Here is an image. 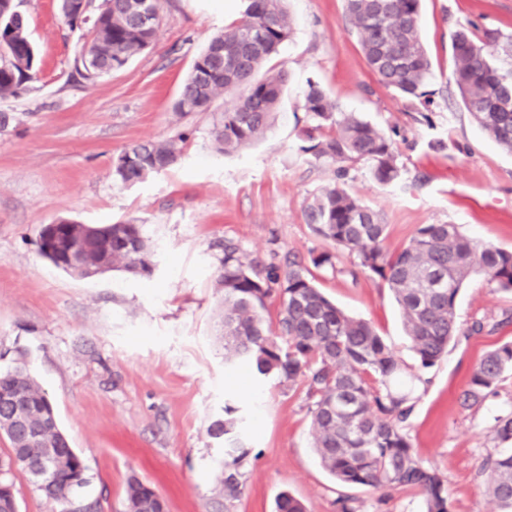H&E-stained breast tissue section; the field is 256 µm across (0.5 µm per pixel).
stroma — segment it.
Here are the masks:
<instances>
[{"label":"stroma","mask_w":512,"mask_h":512,"mask_svg":"<svg viewBox=\"0 0 512 512\" xmlns=\"http://www.w3.org/2000/svg\"><path fill=\"white\" fill-rule=\"evenodd\" d=\"M40 55L27 95L0 100V370L28 362L52 400L60 427L87 469L79 493L96 512H125L130 478L152 483L167 512H274L281 492L307 512H336L343 487L312 448L303 385L224 363L219 283L225 241L259 267L334 253L316 284L350 315L368 320L410 370L418 361L399 309L371 273L315 235L303 211L335 179L306 153L303 93L320 84L340 111L382 129L397 147L399 181L377 183L352 164L347 190L380 211L386 251L408 244L424 224H456L475 240L512 249V153L493 143L467 112L454 80L451 35L464 23L512 32V0H422L421 38L432 60L430 110L411 107L369 69L345 0H287L293 35L276 59L288 79L272 127L253 145L217 153L210 129L231 103L179 115V88L210 38L240 20L242 0H161L152 49L120 70L87 80L75 69L81 31L58 0H16ZM186 131L173 167L125 186L114 160L129 147ZM133 221L154 244V271L115 269L79 279L41 256L43 225ZM512 293L471 277L457 300L462 326L492 331L460 338L417 385L407 422L416 454L443 475L451 512H494L483 465L496 453V416L512 411V374L482 406L460 405L483 356L512 341ZM233 404L247 418L251 454L239 497L225 503L218 477L222 441L211 423ZM361 512H424L420 494L386 496L356 488Z\"/></svg>","instance_id":"1"}]
</instances>
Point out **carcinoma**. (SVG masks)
I'll return each instance as SVG.
<instances>
[{
    "instance_id": "1",
    "label": "carcinoma",
    "mask_w": 512,
    "mask_h": 512,
    "mask_svg": "<svg viewBox=\"0 0 512 512\" xmlns=\"http://www.w3.org/2000/svg\"><path fill=\"white\" fill-rule=\"evenodd\" d=\"M242 19L214 35L194 60L175 108L205 112L223 94L233 96L213 128L216 151L236 152L262 137L272 126L287 74L267 66L292 35L286 0H244ZM366 63L380 83L405 99L424 106V87L431 61L421 41V0H345ZM92 0H62L70 29L87 23ZM131 0H104L77 62L85 77L95 79L123 68L135 55L153 47L160 23L136 24ZM455 81L462 103L486 134L512 153V34L497 28L456 29L451 37ZM39 62L26 18L14 0H0V98H19L38 79ZM303 110L312 129L303 151L318 162L336 167L337 181L315 194L304 210L305 223L318 236L348 252L357 264L378 277L394 296L419 367L427 369L446 353L448 345L468 333L483 331L476 322L462 328L456 301L463 284L475 274L512 292V251L465 236L457 224H425L400 251L383 248L388 225L382 214L352 196L340 180L347 165L363 163L381 184L401 177L394 143L381 129L354 113L338 111L317 83H309ZM179 134L162 141L137 144L117 158L115 179L123 185L144 180L177 164ZM123 234L153 252L145 225L130 221L95 224L78 240L89 265L122 268L146 275L138 251L111 243ZM332 263L321 253L310 264L290 259L284 266L256 269L240 247L224 242L220 282L224 286V359L230 366L249 364L261 376L275 375L299 382L312 400L310 431L320 465L342 487L372 490L408 489L418 492L425 512H450L448 487L437 468L416 454L406 432L416 397L414 374L395 350L363 319L336 307L315 285L312 268ZM278 293L275 321L264 318L267 299ZM512 371V342L488 352L472 372L461 395L466 409L479 407L497 395L499 383ZM0 392L26 402L27 433L9 426L12 401L0 399V430L11 448L0 459V512H15L17 499L9 475L24 473L35 489L60 512H92L77 501L88 484L86 468L61 430L54 406L26 369L0 371ZM224 406V418L214 421L210 434L224 442V498L241 493L244 447L241 419ZM495 439L512 442V413L498 416ZM52 458L51 474L34 476ZM488 490L497 512H512V448H502L487 461ZM127 512H151L162 499L152 485L137 478L126 486ZM276 512H306L288 492L276 498Z\"/></svg>"
}]
</instances>
